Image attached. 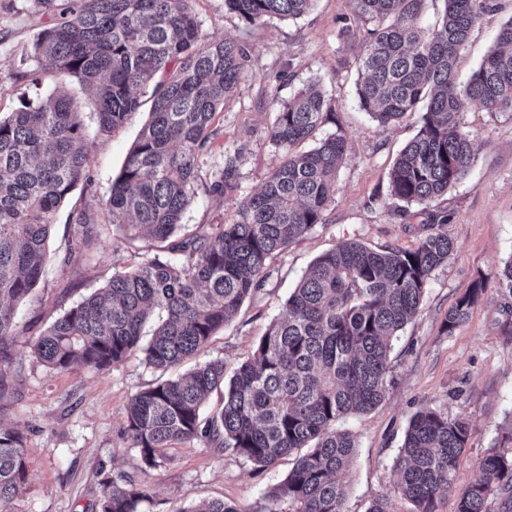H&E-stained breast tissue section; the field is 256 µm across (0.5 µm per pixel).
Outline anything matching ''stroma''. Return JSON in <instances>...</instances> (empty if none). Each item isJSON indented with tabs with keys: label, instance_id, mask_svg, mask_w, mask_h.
Instances as JSON below:
<instances>
[{
	"label": "stroma",
	"instance_id": "stroma-1",
	"mask_svg": "<svg viewBox=\"0 0 512 512\" xmlns=\"http://www.w3.org/2000/svg\"><path fill=\"white\" fill-rule=\"evenodd\" d=\"M202 36L234 38L249 59L233 96L218 112L210 146L200 159L194 196L182 218L186 235L231 222L238 199L261 189L280 153L269 137L280 103L309 83H319L335 114L327 131L341 129L348 153L322 224L275 252L267 261L261 286L244 300L233 319L219 330L196 362L220 358L233 372L252 353L259 338L285 312V302L320 254L344 241L381 251L410 250L422 236L417 219L398 217L400 201L389 193V173L399 150L416 134L420 112H411L382 128L361 111L356 95L354 53L340 39L342 27L365 28L350 0H317L299 19L268 18L245 26L224 0H191ZM512 0L484 17L461 53L460 74H469L494 46ZM52 12L35 0H0V113L19 109L36 94L67 92L80 106L90 144V179L79 183L55 215L49 241L50 261L43 276L16 306L18 337L12 352L18 361L0 402V424L25 436L27 480L16 512H98L104 480L131 479L150 494L142 512H183L202 500L221 499L239 512H266V495L292 468L284 457L258 469L243 458L204 442H180L156 467L144 465L125 434L126 406L133 395L160 379L140 349L105 371L78 367L50 371L38 363L31 344L72 306L111 279L113 273L159 253L161 242L125 236L109 224L105 202L130 149L149 118L151 101L123 127L101 135L95 107L73 76L41 71L33 43L51 26ZM474 136L476 161L467 176L430 209L448 214L453 243L447 261L432 274L418 313L394 344L384 400L368 413L348 418L345 429L357 448L344 480L345 512H368L387 499L391 512H411L396 489L394 461L410 418L429 407L452 418L468 419L472 431L454 474V493L437 500V512H456L457 494L481 475L488 448L512 423V295L499 276L512 259V112H489L477 104L464 114ZM239 150L238 189L225 198L209 192L224 167V154ZM87 208L102 223L100 241L88 258L63 264L69 244L82 234L72 211ZM485 291L468 318L452 331L443 322L449 309L475 280Z\"/></svg>",
	"mask_w": 512,
	"mask_h": 512
}]
</instances>
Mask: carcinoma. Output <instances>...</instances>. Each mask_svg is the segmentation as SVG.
Masks as SVG:
<instances>
[{
	"label": "carcinoma",
	"instance_id": "cac0c4a2",
	"mask_svg": "<svg viewBox=\"0 0 512 512\" xmlns=\"http://www.w3.org/2000/svg\"><path fill=\"white\" fill-rule=\"evenodd\" d=\"M190 0H38L53 24L34 42L46 72L74 76L95 98L98 132L124 124L151 90L150 120L112 182L111 224L132 237L166 240L192 202L198 158L207 149L217 110L237 86L248 59L244 45L205 39ZM316 0H224L245 25L270 17L297 19ZM427 0H352L372 23L358 42L356 97L379 125L398 122L426 103L421 126L390 171V194L418 205L426 234L413 250L373 251L345 241L319 256L286 302V313L258 340L229 381L224 361L210 360L184 377L135 394L125 433L142 461L154 467L176 442L221 440L266 469L298 450L293 468L268 493V512H345L341 476L352 462L353 435L337 427L385 396L394 340L417 312L433 271L452 241L448 215L425 205L465 178L475 162L464 112L476 102L512 112V17L496 46L467 79L456 67L474 28L498 10V0H443L433 28L419 26ZM334 118L324 93L310 85L280 105L271 141L281 153L260 192L241 199L229 224L173 246L184 260L155 257L116 272L104 287L55 320L31 345L50 371L108 370L142 340V327L160 314L144 348L149 367L166 371L198 353L224 327L265 276L268 258L322 223L336 188L348 141L339 131L317 137ZM312 141L311 149L297 146ZM90 147L79 105L49 94L0 117V366L12 360L15 304L37 285L48 259L54 215L77 184L89 178ZM238 153L210 186L220 198L237 190ZM484 292L475 282L448 312L445 327L467 319ZM224 387L223 407L204 418L208 396ZM471 434L465 419L423 409L410 420L395 461L398 490L415 512H436L438 496L454 489L457 459ZM24 436L0 424V507L26 478ZM512 512V453L493 447L481 476L458 497L456 512H487L492 490ZM149 494L133 480L102 484L99 512H141ZM184 512H239L222 500Z\"/></svg>",
	"mask_w": 512,
	"mask_h": 512
}]
</instances>
